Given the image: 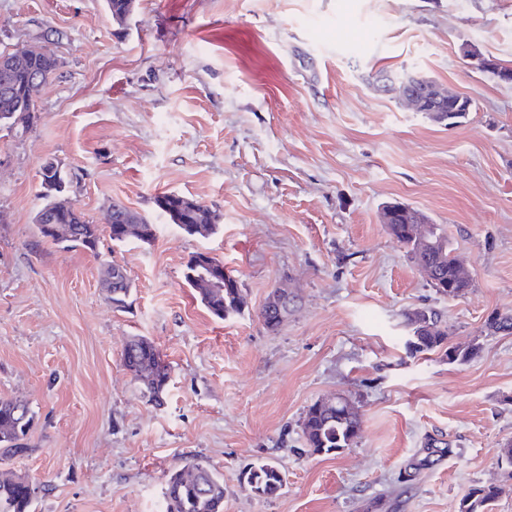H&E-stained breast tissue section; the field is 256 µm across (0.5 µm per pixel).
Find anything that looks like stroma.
Instances as JSON below:
<instances>
[{
	"label": "stroma",
	"mask_w": 512,
	"mask_h": 512,
	"mask_svg": "<svg viewBox=\"0 0 512 512\" xmlns=\"http://www.w3.org/2000/svg\"><path fill=\"white\" fill-rule=\"evenodd\" d=\"M476 42L512 62V0H137L117 26L103 0H0V49L48 44L60 60L33 129H0V396L35 413L14 471L35 512H164L167 473L194 456L224 476V512H460L496 485L512 512V85L473 69ZM429 75L468 96L455 127L406 109L381 84ZM105 224L120 202L156 239L96 251L38 236L40 167ZM177 192L221 228L183 234L154 199ZM400 201L443 225L472 272L448 298L380 222ZM224 264L246 297L217 319L189 288L191 255ZM126 269L114 307L102 263ZM294 302L269 331L272 288ZM437 312L463 361L407 348L411 310ZM144 336L170 366L147 404L122 362ZM332 396L361 429L340 453L308 451L301 421ZM279 465L278 496L246 466ZM103 271H107V272H110L112 274V278H116L117 277V274H116V269H122L124 271V274H121L118 276L119 279H121L119 285H115L113 284L112 286V279L109 280V283L107 284V288H112V296H110V300L112 301V304L117 306V307H121V308H125L126 306H128V301L127 299L130 298L131 294H132V285H131V282L127 276V271L126 269L112 261V262H107V263H104L103 264ZM247 484L259 496L272 497L280 494L284 475L279 466L271 461L250 464L245 471Z\"/></svg>",
	"instance_id": "obj_1"
}]
</instances>
